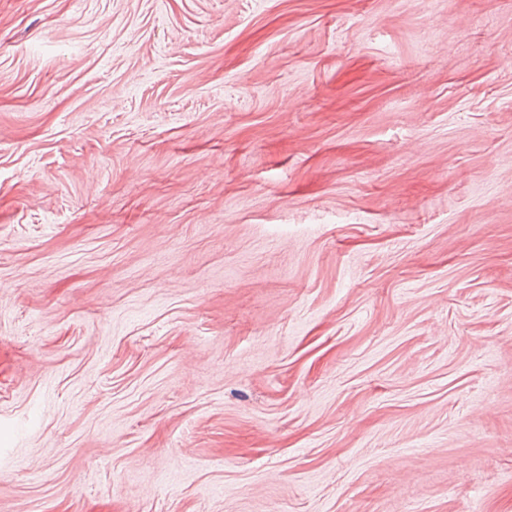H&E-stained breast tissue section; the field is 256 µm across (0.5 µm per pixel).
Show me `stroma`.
Here are the masks:
<instances>
[{
    "label": "stroma",
    "instance_id": "obj_1",
    "mask_svg": "<svg viewBox=\"0 0 512 512\" xmlns=\"http://www.w3.org/2000/svg\"><path fill=\"white\" fill-rule=\"evenodd\" d=\"M0 512H512V0H0Z\"/></svg>",
    "mask_w": 512,
    "mask_h": 512
}]
</instances>
